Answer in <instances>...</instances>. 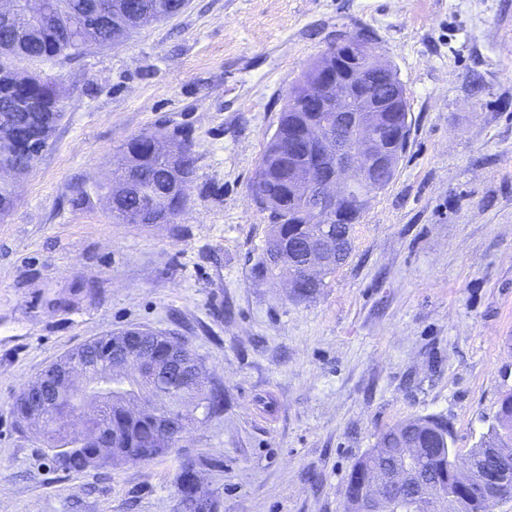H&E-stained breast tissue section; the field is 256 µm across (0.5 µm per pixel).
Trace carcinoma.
Returning <instances> with one entry per match:
<instances>
[{"mask_svg": "<svg viewBox=\"0 0 512 512\" xmlns=\"http://www.w3.org/2000/svg\"><path fill=\"white\" fill-rule=\"evenodd\" d=\"M69 11L53 9L55 0L41 15L38 24L28 28L0 19V115H13L15 102V68L17 60H36L58 56H75L89 43L112 45L125 42L131 33L144 25L162 21L180 14L188 0H60ZM29 80L37 88L43 111L20 117L14 122L17 136L25 139L35 136L48 141L63 116L61 100L55 83L36 76ZM318 80L317 63L306 64L290 84L281 110L277 129L270 137L251 183L253 196L262 209L268 211L270 232L263 253L260 271L274 274L284 261L292 266L288 272V288L299 300L312 298L323 286V277L334 272L336 266L349 256L351 240L342 239L340 248H331V258L321 270V277L313 283L304 279L303 265L307 262L309 247L327 240L336 243V225L310 224L302 213L300 200L288 198L285 181L288 160L281 147L288 135L306 124L310 118L303 102L309 85ZM366 88L387 97L390 108L399 117L408 115V101L402 95L394 69L371 72ZM184 151L176 166H171L163 138L141 133L126 144L122 159L113 171L112 220L117 223L162 224L170 222L185 205L186 200L172 191L176 181L192 179L196 173V154L193 144L185 140ZM406 144L394 147L390 168L378 173L380 188H385L395 176ZM16 197L9 185L0 182V216L12 211ZM126 333L99 337L79 349L83 365L91 369L89 381L99 378L106 366L96 357L110 358L112 363L123 361L122 345ZM140 355L150 357L168 350L169 340L149 332L139 341ZM154 380L136 383L127 388L117 383L111 395L86 413L83 430L77 434L69 430L68 417L80 411L89 397L96 394V386L63 393L52 392L55 403L47 416L36 423L35 431L50 453L52 462L68 472H83L106 463L115 465L135 462L149 463L167 455L176 445L166 427L184 435L199 418L224 411V394L207 388L204 375L180 378L167 375V361L156 362ZM28 385H23L15 402L14 411L21 422L28 421ZM496 424L483 434L477 448L484 461L512 466V428L501 421L512 422V390L504 392L498 401ZM109 440L112 448L99 457L94 455L96 441ZM414 443L423 448L426 459L424 480L440 490L457 494L451 482L454 450L448 425L434 418L405 420L381 433L376 447L385 449L379 457L380 466L389 468L396 460L397 449Z\"/></svg>", "mask_w": 512, "mask_h": 512, "instance_id": "1", "label": "carcinoma"}]
</instances>
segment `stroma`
Listing matches in <instances>:
<instances>
[{"instance_id": "obj_1", "label": "stroma", "mask_w": 512, "mask_h": 512, "mask_svg": "<svg viewBox=\"0 0 512 512\" xmlns=\"http://www.w3.org/2000/svg\"><path fill=\"white\" fill-rule=\"evenodd\" d=\"M364 30L410 135L349 258L299 302L258 271L250 183L302 67ZM18 67L57 82L63 117L0 220V512H178L175 473L200 458L220 512H343L387 428L434 416L465 453L494 424L512 389V0H189L122 46ZM145 132L192 141L188 203L116 224L102 186ZM131 327L184 338L224 410L153 463L64 471L14 400Z\"/></svg>"}]
</instances>
